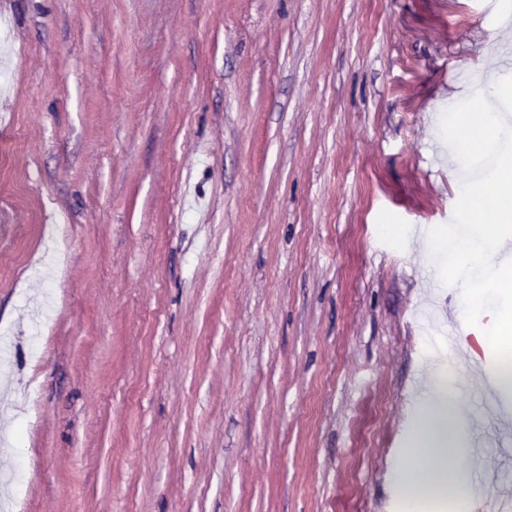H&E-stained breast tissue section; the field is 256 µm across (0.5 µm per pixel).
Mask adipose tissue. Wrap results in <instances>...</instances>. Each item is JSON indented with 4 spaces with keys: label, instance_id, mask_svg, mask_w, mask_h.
<instances>
[{
    "label": "adipose tissue",
    "instance_id": "obj_1",
    "mask_svg": "<svg viewBox=\"0 0 512 512\" xmlns=\"http://www.w3.org/2000/svg\"><path fill=\"white\" fill-rule=\"evenodd\" d=\"M455 375L447 368L433 372L432 382L417 397L414 441L426 461L424 469L403 468L395 478L406 492V503L416 495H451L461 497L462 484L448 467V456L459 448V424L462 405L454 387Z\"/></svg>",
    "mask_w": 512,
    "mask_h": 512
}]
</instances>
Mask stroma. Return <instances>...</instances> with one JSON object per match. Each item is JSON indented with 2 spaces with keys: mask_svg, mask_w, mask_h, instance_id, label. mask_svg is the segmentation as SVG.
Masks as SVG:
<instances>
[{
  "mask_svg": "<svg viewBox=\"0 0 512 512\" xmlns=\"http://www.w3.org/2000/svg\"><path fill=\"white\" fill-rule=\"evenodd\" d=\"M506 0H0V512H404L427 232ZM462 346L449 458L512 491Z\"/></svg>",
  "mask_w": 512,
  "mask_h": 512,
  "instance_id": "stroma-1",
  "label": "stroma"
}]
</instances>
